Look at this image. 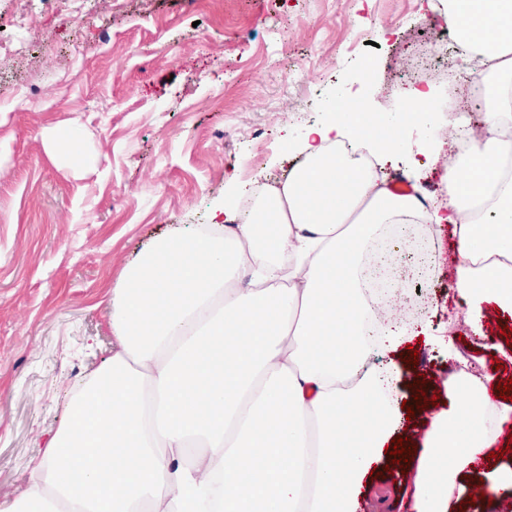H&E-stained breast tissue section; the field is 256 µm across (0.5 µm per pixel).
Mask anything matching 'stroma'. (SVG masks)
Here are the masks:
<instances>
[{
    "label": "stroma",
    "mask_w": 512,
    "mask_h": 512,
    "mask_svg": "<svg viewBox=\"0 0 512 512\" xmlns=\"http://www.w3.org/2000/svg\"><path fill=\"white\" fill-rule=\"evenodd\" d=\"M432 0H5L31 15L26 55L0 65V502L21 496L28 463L61 424L70 390L112 349V288L154 237L208 221L211 208L253 192L299 162L309 124L360 103L401 124L412 60ZM427 112L379 158V173L446 195L448 100L436 84ZM79 124L86 163L51 155L54 126ZM432 232L433 272L400 283L419 303L398 312L400 335L371 351L400 366L408 349L431 380L426 413L447 409L443 381L456 337L486 374L512 378L501 357L512 313L486 302L468 313L455 282L447 225ZM381 459L362 492L365 512H404L411 481Z\"/></svg>",
    "instance_id": "1"
}]
</instances>
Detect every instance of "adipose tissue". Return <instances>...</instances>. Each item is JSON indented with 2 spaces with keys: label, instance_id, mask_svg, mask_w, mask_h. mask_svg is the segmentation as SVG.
Wrapping results in <instances>:
<instances>
[{
  "label": "adipose tissue",
  "instance_id": "ef3b65f1",
  "mask_svg": "<svg viewBox=\"0 0 512 512\" xmlns=\"http://www.w3.org/2000/svg\"><path fill=\"white\" fill-rule=\"evenodd\" d=\"M460 48L484 64L486 137L445 173L448 199L385 186L358 152L397 147L357 107L307 131L302 159L235 217L158 237L112 289V351L69 395L62 425L0 512H359L394 431L364 334L360 281L388 224L451 226L465 303L512 310V0H440ZM448 408L413 450V512L461 496L512 512V468L477 479L512 431V401L450 375Z\"/></svg>",
  "mask_w": 512,
  "mask_h": 512
}]
</instances>
